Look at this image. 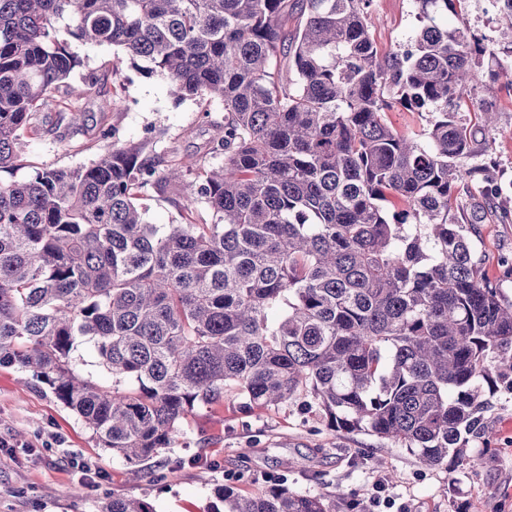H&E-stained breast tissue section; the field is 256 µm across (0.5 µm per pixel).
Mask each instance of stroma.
Wrapping results in <instances>:
<instances>
[{
	"label": "stroma",
	"mask_w": 512,
	"mask_h": 512,
	"mask_svg": "<svg viewBox=\"0 0 512 512\" xmlns=\"http://www.w3.org/2000/svg\"><path fill=\"white\" fill-rule=\"evenodd\" d=\"M489 0H466L459 16L470 28L487 29L491 46L484 70L512 68V31L503 28ZM372 36L380 53H389L419 25L414 0H372ZM79 59L69 77L74 86L96 84L83 98L78 127L59 118L56 105L36 115L40 133L25 147L28 167L14 177L26 179L29 166L79 169L98 159L106 143L147 142L151 155L171 164L196 155L220 163L212 147L224 126V106L214 99L176 100L168 78L143 74L116 49L71 41ZM498 112V123L485 132L486 150L471 162L484 166L512 209V87L483 81L469 92L461 110L473 119L484 108ZM491 277L512 299V277L500 260L512 258V223L489 217L474 238ZM483 433L471 436L467 456L478 465L455 463L428 468L403 445L383 444L366 431L330 430L302 401L245 413L236 391L224 392L222 404L195 409L168 458H197L177 477L149 468L135 477L123 459L101 448L83 422L51 390L13 366H0V512H98L112 499L140 498L155 512H211L225 477L236 476L243 495L259 493L268 476L287 474L291 488L318 494L336 485L353 494L351 506L338 512H512V387L488 394ZM297 469L283 472V460ZM385 479L384 503H370L375 475Z\"/></svg>",
	"instance_id": "1"
}]
</instances>
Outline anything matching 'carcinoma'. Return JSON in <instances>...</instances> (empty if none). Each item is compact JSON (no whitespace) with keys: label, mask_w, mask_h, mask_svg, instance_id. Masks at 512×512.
Returning a JSON list of instances; mask_svg holds the SVG:
<instances>
[{"label":"carcinoma","mask_w":512,"mask_h":512,"mask_svg":"<svg viewBox=\"0 0 512 512\" xmlns=\"http://www.w3.org/2000/svg\"><path fill=\"white\" fill-rule=\"evenodd\" d=\"M371 0H0V173L26 167L34 115L78 65L61 33L116 48L176 98L224 105V162L177 165L147 144L90 166L0 178V365L31 373L138 470L197 407L279 406L303 393L331 429L400 443L428 467L465 457L484 389L512 387V300L469 236L456 192L496 113L464 121L485 46L448 22L462 0H416L421 26L380 55ZM298 14L284 40L288 10ZM432 114L394 129L395 105ZM152 188L178 201L152 224ZM90 342L105 387L73 368ZM281 474L215 512H336ZM99 512H154L114 498ZM144 203L148 206V217L153 224H171L178 220L177 207L171 201L157 197L152 191L143 193Z\"/></svg>","instance_id":"carcinoma-1"}]
</instances>
